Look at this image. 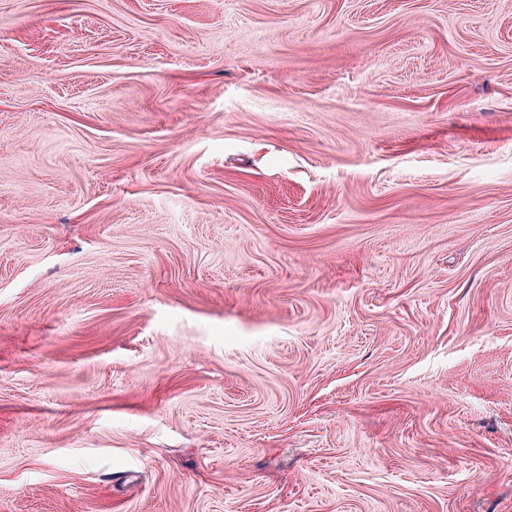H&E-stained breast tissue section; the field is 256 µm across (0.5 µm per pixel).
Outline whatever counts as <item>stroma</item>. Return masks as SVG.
Masks as SVG:
<instances>
[{"instance_id":"obj_1","label":"stroma","mask_w":512,"mask_h":512,"mask_svg":"<svg viewBox=\"0 0 512 512\" xmlns=\"http://www.w3.org/2000/svg\"><path fill=\"white\" fill-rule=\"evenodd\" d=\"M0 512H512V0H0Z\"/></svg>"}]
</instances>
